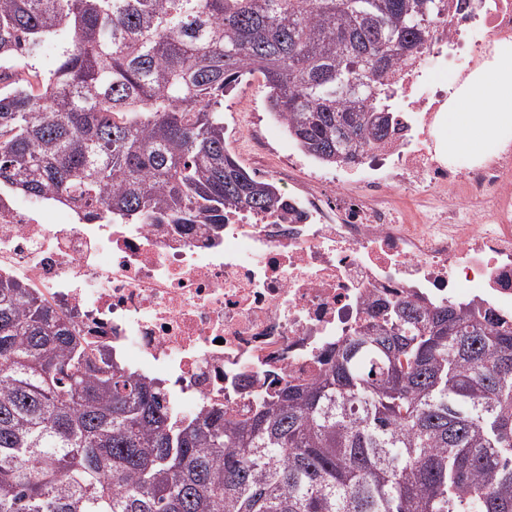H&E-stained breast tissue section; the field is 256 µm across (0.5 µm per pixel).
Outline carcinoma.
Wrapping results in <instances>:
<instances>
[{
  "label": "carcinoma",
  "mask_w": 512,
  "mask_h": 512,
  "mask_svg": "<svg viewBox=\"0 0 512 512\" xmlns=\"http://www.w3.org/2000/svg\"><path fill=\"white\" fill-rule=\"evenodd\" d=\"M445 0H0V195L93 221L267 212L217 104L263 75L299 148L335 166L403 129L401 67ZM60 48L48 74L30 63ZM0 512H512V319L377 302L310 383L243 415L178 413L26 283L0 277ZM60 49L56 42L47 41L38 50L31 61L42 73L52 72L59 63Z\"/></svg>",
  "instance_id": "1"
}]
</instances>
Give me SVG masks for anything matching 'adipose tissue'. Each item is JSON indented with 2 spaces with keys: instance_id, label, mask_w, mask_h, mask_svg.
<instances>
[{
  "instance_id": "adipose-tissue-1",
  "label": "adipose tissue",
  "mask_w": 512,
  "mask_h": 512,
  "mask_svg": "<svg viewBox=\"0 0 512 512\" xmlns=\"http://www.w3.org/2000/svg\"><path fill=\"white\" fill-rule=\"evenodd\" d=\"M442 151L480 154L496 139L512 132V44L497 45L448 100L442 126Z\"/></svg>"
}]
</instances>
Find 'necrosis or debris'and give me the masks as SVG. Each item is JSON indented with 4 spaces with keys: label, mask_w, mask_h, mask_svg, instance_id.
I'll list each match as a JSON object with an SVG mask.
<instances>
[{
    "label": "necrosis or debris",
    "mask_w": 512,
    "mask_h": 512,
    "mask_svg": "<svg viewBox=\"0 0 512 512\" xmlns=\"http://www.w3.org/2000/svg\"><path fill=\"white\" fill-rule=\"evenodd\" d=\"M408 66L395 108L404 129L366 149L357 192L308 184L282 162L283 206L204 224L82 220L51 201L0 198V276L25 281L91 348L168 385L188 413L247 411L254 397L317 378L382 299L481 301L512 313V144L472 166L436 149L446 86L495 43L512 42V0H460Z\"/></svg>",
    "instance_id": "necrosis-or-debris-1"
}]
</instances>
